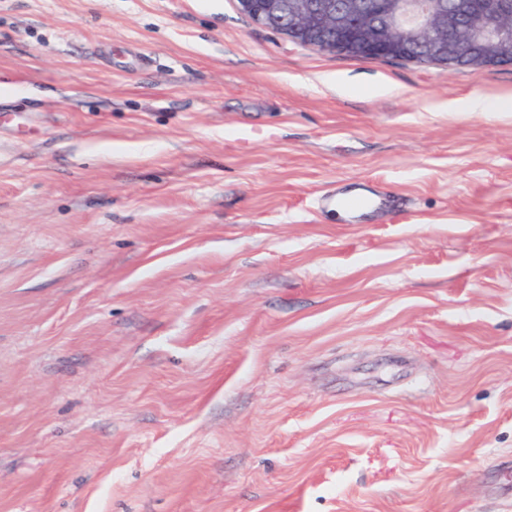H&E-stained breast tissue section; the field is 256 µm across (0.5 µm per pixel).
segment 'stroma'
<instances>
[{
	"instance_id": "obj_1",
	"label": "stroma",
	"mask_w": 512,
	"mask_h": 512,
	"mask_svg": "<svg viewBox=\"0 0 512 512\" xmlns=\"http://www.w3.org/2000/svg\"><path fill=\"white\" fill-rule=\"evenodd\" d=\"M0 83V512H512V65L0 0ZM436 109L439 112H488L496 115L512 112V91L506 90L494 95L476 94L458 102L438 104ZM325 201L342 209L350 220L356 221L367 213L383 207L386 198L362 189H354L347 192L337 191L335 195L326 197Z\"/></svg>"
}]
</instances>
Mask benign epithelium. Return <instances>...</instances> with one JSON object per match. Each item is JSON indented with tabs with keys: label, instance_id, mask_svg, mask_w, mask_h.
I'll list each match as a JSON object with an SVG mask.
<instances>
[{
	"label": "benign epithelium",
	"instance_id": "benign-epithelium-1",
	"mask_svg": "<svg viewBox=\"0 0 512 512\" xmlns=\"http://www.w3.org/2000/svg\"><path fill=\"white\" fill-rule=\"evenodd\" d=\"M253 24L353 59L512 65V0H234Z\"/></svg>",
	"mask_w": 512,
	"mask_h": 512
}]
</instances>
